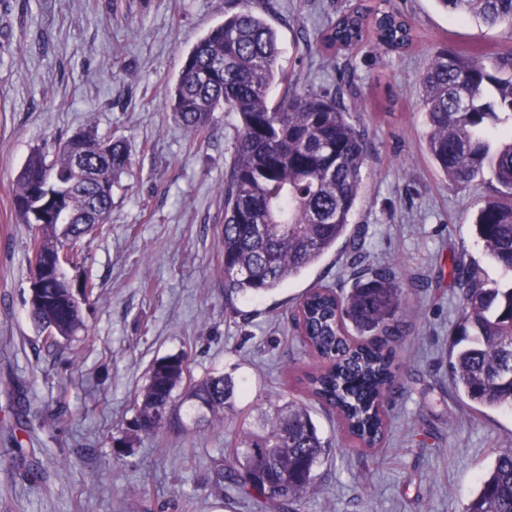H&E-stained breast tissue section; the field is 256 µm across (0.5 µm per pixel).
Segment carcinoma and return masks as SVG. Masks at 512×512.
Here are the masks:
<instances>
[{
  "label": "carcinoma",
  "instance_id": "cac0c4a2",
  "mask_svg": "<svg viewBox=\"0 0 512 512\" xmlns=\"http://www.w3.org/2000/svg\"><path fill=\"white\" fill-rule=\"evenodd\" d=\"M455 17L512 34V0H435ZM390 51L409 48L415 23L398 11L358 4L328 22L316 45L334 55L362 45L368 35ZM276 31L248 4L225 16L186 55L170 92L182 126L199 137L213 112L234 114L236 137L224 177V296L265 295L320 261L344 236L358 253L359 228H351L362 192V169L371 145L351 115L355 103L342 88H305L288 78L279 62ZM427 152L433 165L465 189L489 175L497 195L476 215L479 237L491 258L512 273V56L491 67L478 51H437L421 77ZM282 86L276 101L273 85ZM94 178L81 191L56 202L52 184L38 179L67 177L74 156L59 151L51 161L42 152L26 160L13 194V206L30 223L22 201L37 194L63 219H49L30 238L32 258L64 252L68 263L86 261L84 226L94 213L110 215L112 191H99L104 177L113 184L131 167L125 144L92 133L78 143ZM67 225L58 234L57 224ZM452 284L461 289L459 339L451 351L455 390L474 406L512 409V285L486 287L477 273L455 261ZM95 284L86 280L79 295L64 275L46 283L48 305L29 309L34 326L69 339L83 327L80 305L90 302ZM405 289L386 270L357 276L340 294L329 286L309 289L298 305L296 325L305 347L322 363L306 375L308 397L336 411L345 434L362 448H377L386 432V403L396 385L395 343L403 335L400 318ZM186 386L185 398L175 391ZM235 384L213 373L192 381L188 357L157 359L136 400L139 426L160 434L176 422V408L187 407L202 421L224 417L233 408ZM324 441L306 403L269 399L241 429L227 457L215 460L210 487L224 484L259 498L278 512H295L312 490L325 457ZM465 512H512V448L498 451L478 495Z\"/></svg>",
  "mask_w": 512,
  "mask_h": 512
}]
</instances>
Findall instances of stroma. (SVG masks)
I'll return each mask as SVG.
<instances>
[{"label": "stroma", "instance_id": "1", "mask_svg": "<svg viewBox=\"0 0 512 512\" xmlns=\"http://www.w3.org/2000/svg\"><path fill=\"white\" fill-rule=\"evenodd\" d=\"M352 0H251L277 31L280 62L314 89L346 72L371 142L365 189L353 217L365 246L348 242L278 290L224 297V175L235 121L214 113L206 139L176 120L165 92L196 41L236 0H0V512H269L225 489L209 493L214 458L240 425L274 397L304 398L316 361L293 314L307 289L352 288L359 272L392 269L405 288L408 329L396 343L398 382L383 446L347 445L332 410L311 416L330 446L300 512H464L500 449L512 448V412L468 406L448 358L462 313L449 272L463 260L487 286L512 281L475 228L493 194L479 180L459 189L426 151L420 75L440 48L478 47L486 63L512 51L505 29L442 11L434 0H390L416 21L397 53L364 42L322 58L303 36ZM123 139L132 167L112 191V214L67 281L93 278L96 294L71 341L38 333L28 318L36 227L12 207L32 151L54 158L71 136ZM186 353L193 380L231 374L235 406L223 425L181 418L161 435L135 426L136 398L151 363ZM56 429L18 430L40 462L36 484L11 453L10 428L36 416Z\"/></svg>", "mask_w": 512, "mask_h": 512}]
</instances>
